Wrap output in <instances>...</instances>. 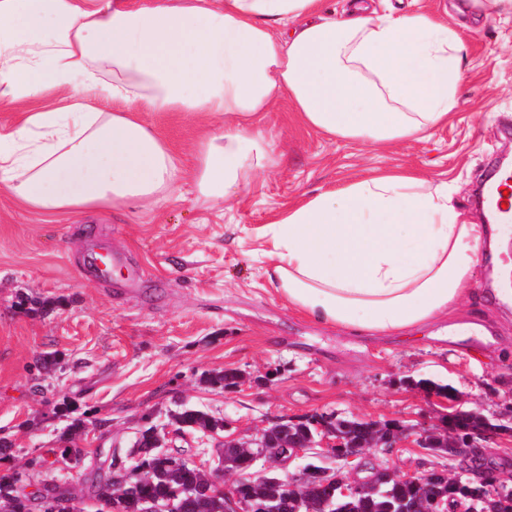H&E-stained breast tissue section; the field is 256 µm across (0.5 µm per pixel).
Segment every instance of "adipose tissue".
Returning <instances> with one entry per match:
<instances>
[{
	"label": "adipose tissue",
	"mask_w": 512,
	"mask_h": 512,
	"mask_svg": "<svg viewBox=\"0 0 512 512\" xmlns=\"http://www.w3.org/2000/svg\"><path fill=\"white\" fill-rule=\"evenodd\" d=\"M466 56L455 29L370 0L338 14L323 0H0V109L22 114L0 131V190L47 217L146 208L181 183L221 200L278 166L259 122L280 98L329 139L394 145L447 124ZM49 93L64 106L29 111ZM146 112L200 116L190 166ZM261 237L289 306L399 336L452 316L512 230L467 223L447 183L378 172L289 207Z\"/></svg>",
	"instance_id": "obj_1"
}]
</instances>
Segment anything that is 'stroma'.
I'll use <instances>...</instances> for the list:
<instances>
[{"instance_id":"1","label":"stroma","mask_w":512,"mask_h":512,"mask_svg":"<svg viewBox=\"0 0 512 512\" xmlns=\"http://www.w3.org/2000/svg\"><path fill=\"white\" fill-rule=\"evenodd\" d=\"M390 3L425 9L467 47L457 110L430 139L333 142L302 127L282 101L260 123L282 161L229 213L188 193L146 212L48 221L0 192V438L12 444L0 464L21 472L26 491L58 479L87 498L91 462L111 451L126 458L143 414L162 425L184 406L227 423L222 434L174 443L184 458L213 465L225 437L248 440L284 416L432 427L452 404L488 418L512 406V309L494 298L490 262L477 266L475 293L454 319L479 323L489 338L452 342L440 321L417 339L322 326L281 301L252 252L288 205L375 169L448 182L456 208L484 223L475 189L512 160V15H477L472 0ZM144 119L188 161L194 116ZM105 250L114 256L108 276L90 266ZM49 356L55 366L42 369ZM227 371L238 373L236 385L217 383ZM75 420L84 431L73 444L89 461L79 469L60 456ZM39 455L45 466L29 468ZM367 460L404 472L458 469L456 458L410 443L370 449Z\"/></svg>"}]
</instances>
